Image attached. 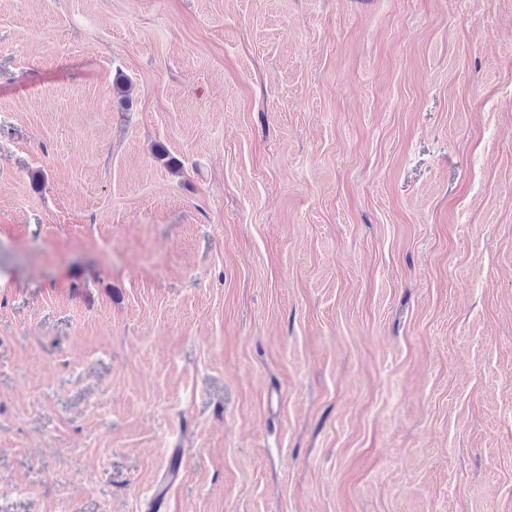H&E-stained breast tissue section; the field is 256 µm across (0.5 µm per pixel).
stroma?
Wrapping results in <instances>:
<instances>
[{
	"mask_svg": "<svg viewBox=\"0 0 512 512\" xmlns=\"http://www.w3.org/2000/svg\"><path fill=\"white\" fill-rule=\"evenodd\" d=\"M0 512H512V0H0Z\"/></svg>",
	"mask_w": 512,
	"mask_h": 512,
	"instance_id": "1",
	"label": "stroma"
}]
</instances>
